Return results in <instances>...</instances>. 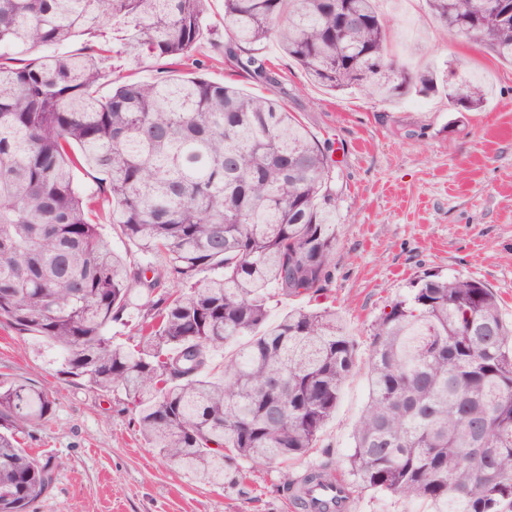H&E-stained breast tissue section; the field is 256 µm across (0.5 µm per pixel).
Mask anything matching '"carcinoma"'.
Wrapping results in <instances>:
<instances>
[{"instance_id":"1","label":"carcinoma","mask_w":512,"mask_h":512,"mask_svg":"<svg viewBox=\"0 0 512 512\" xmlns=\"http://www.w3.org/2000/svg\"><path fill=\"white\" fill-rule=\"evenodd\" d=\"M207 0H0V322L56 351L62 373L121 396L150 448L214 485L248 464L286 465L315 447L354 370L357 345L336 310L283 298L328 290L336 256L334 148L273 100L202 76L129 82L101 92L105 50H38L110 27L136 61L188 56ZM448 35L512 64V23L489 0H426ZM224 59L282 87L263 53L276 44L309 79L382 103L443 90L478 110L473 79L438 83L389 52L378 0H224ZM104 175L83 198L74 170ZM144 258L101 238L95 212ZM152 276H147V273ZM147 290L146 333L117 343L131 290ZM372 325L368 400L347 457L355 491L429 504L431 512H512V325L483 282L425 274ZM245 337L224 358L213 359ZM56 400L0 379V512H29L55 480L20 434ZM340 471L326 460L302 487ZM87 41H88L87 36H81V37L74 38L73 40L67 42L63 46L46 48V49H41V50H37V51H33V52H26V51L17 52L14 55H12V57H14L16 59V60H14L15 64H22V63L28 62L30 59H33L43 53H52V52H55V53H77V52L84 51V47L86 46Z\"/></svg>"}]
</instances>
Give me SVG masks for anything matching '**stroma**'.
Returning <instances> with one entry per match:
<instances>
[{
  "label": "stroma",
  "mask_w": 512,
  "mask_h": 512,
  "mask_svg": "<svg viewBox=\"0 0 512 512\" xmlns=\"http://www.w3.org/2000/svg\"><path fill=\"white\" fill-rule=\"evenodd\" d=\"M393 51L411 66L455 70L485 82L490 97L457 112L446 99L416 96L396 105L364 93L331 92L312 83L276 44L266 55L283 89L262 86L219 50L224 0H208L207 22L190 60L133 62L112 54L106 70L133 80L202 76L244 92L282 100L304 127L336 149V256L330 288L318 300L279 299L268 321L288 310L331 305L357 343V367L315 448L288 464L299 476L325 454L345 464L368 399L371 328L393 299L423 274L473 278L497 294L512 323V66L482 47L451 41L430 20L423 0H379ZM0 375L49 386L53 415L26 431L25 447L56 471L31 512H293L278 491V466H259L247 487H216L186 474L147 448L132 414L111 395L63 375L51 353L0 323Z\"/></svg>",
  "instance_id": "35a3bbf8"
}]
</instances>
